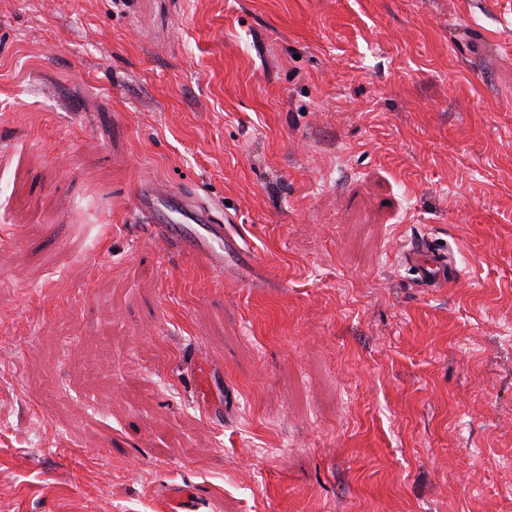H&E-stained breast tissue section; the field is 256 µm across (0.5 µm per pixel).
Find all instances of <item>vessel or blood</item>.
Here are the masks:
<instances>
[{
  "mask_svg": "<svg viewBox=\"0 0 512 512\" xmlns=\"http://www.w3.org/2000/svg\"><path fill=\"white\" fill-rule=\"evenodd\" d=\"M133 214L142 224L153 225L160 243L200 259L214 272L224 273L228 259L253 264L251 250L227 241L224 224L213 210L177 191L167 181L147 178L133 191ZM406 265L416 274L418 287H446L452 275L446 256L426 245L408 250Z\"/></svg>",
  "mask_w": 512,
  "mask_h": 512,
  "instance_id": "vessel-or-blood-1",
  "label": "vessel or blood"
}]
</instances>
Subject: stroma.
I'll return each mask as SVG.
<instances>
[{"label": "stroma", "mask_w": 512, "mask_h": 512, "mask_svg": "<svg viewBox=\"0 0 512 512\" xmlns=\"http://www.w3.org/2000/svg\"><path fill=\"white\" fill-rule=\"evenodd\" d=\"M509 44L512 0H0V512H512ZM145 177L255 267L152 243ZM405 264L416 274L418 288H444L450 281L452 270L446 255L427 245L408 250Z\"/></svg>", "instance_id": "35a3bbf8"}]
</instances>
